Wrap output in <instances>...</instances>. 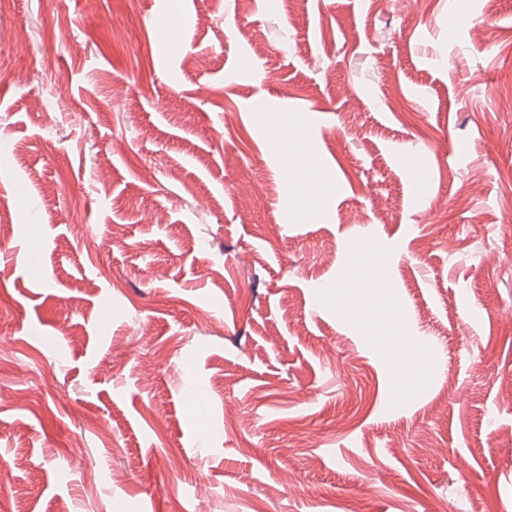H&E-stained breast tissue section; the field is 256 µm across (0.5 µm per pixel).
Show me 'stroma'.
<instances>
[{"label": "stroma", "instance_id": "stroma-1", "mask_svg": "<svg viewBox=\"0 0 512 512\" xmlns=\"http://www.w3.org/2000/svg\"><path fill=\"white\" fill-rule=\"evenodd\" d=\"M0 28V512H512V0Z\"/></svg>", "mask_w": 512, "mask_h": 512}]
</instances>
